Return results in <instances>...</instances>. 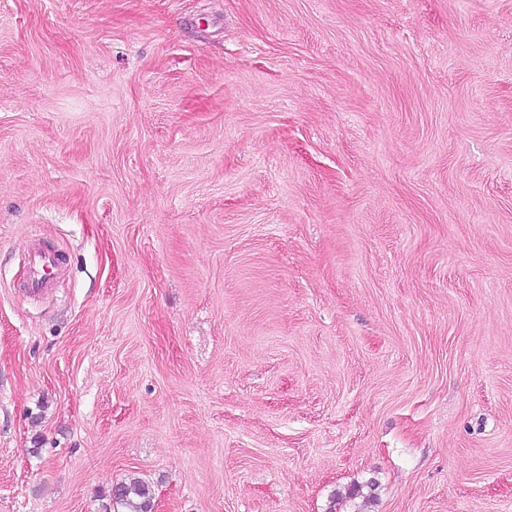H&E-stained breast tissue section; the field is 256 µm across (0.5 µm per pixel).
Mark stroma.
<instances>
[{"label":"stroma","instance_id":"1","mask_svg":"<svg viewBox=\"0 0 512 512\" xmlns=\"http://www.w3.org/2000/svg\"><path fill=\"white\" fill-rule=\"evenodd\" d=\"M134 478L512 512V0H0V512ZM62 263V257L48 249L30 250L24 256V274L17 288L25 296L35 298L43 295L52 285L55 271Z\"/></svg>","mask_w":512,"mask_h":512}]
</instances>
